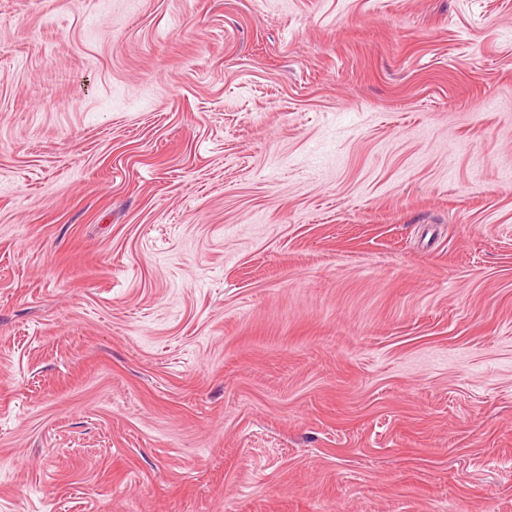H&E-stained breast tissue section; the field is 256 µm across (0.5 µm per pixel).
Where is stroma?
I'll return each mask as SVG.
<instances>
[{"label": "stroma", "instance_id": "obj_1", "mask_svg": "<svg viewBox=\"0 0 512 512\" xmlns=\"http://www.w3.org/2000/svg\"><path fill=\"white\" fill-rule=\"evenodd\" d=\"M0 512H512V0H0Z\"/></svg>", "mask_w": 512, "mask_h": 512}]
</instances>
